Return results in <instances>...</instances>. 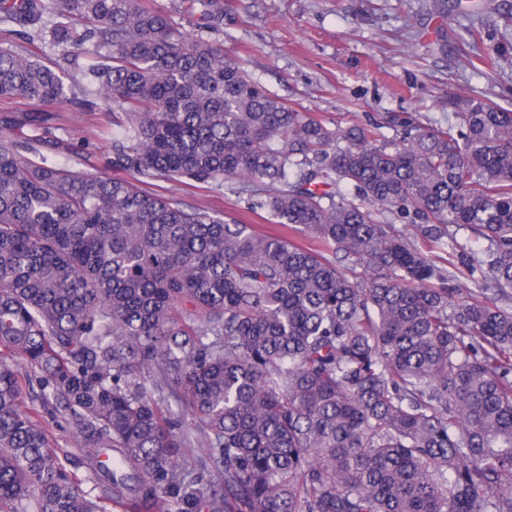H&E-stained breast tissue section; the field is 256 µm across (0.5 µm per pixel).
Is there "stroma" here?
Here are the masks:
<instances>
[{
    "label": "stroma",
    "instance_id": "obj_1",
    "mask_svg": "<svg viewBox=\"0 0 512 512\" xmlns=\"http://www.w3.org/2000/svg\"><path fill=\"white\" fill-rule=\"evenodd\" d=\"M440 0H224L225 52L289 104L327 121L357 124L377 137L394 136L393 119L447 124L451 95L485 96L512 105V0H479L474 16ZM476 27V39L461 40ZM495 59L486 67V59ZM37 114L52 135L65 139L60 163L111 174L108 112L72 105L44 108L22 99L0 101V115ZM150 189L185 205L275 232L266 212L248 210L234 186L151 180Z\"/></svg>",
    "mask_w": 512,
    "mask_h": 512
}]
</instances>
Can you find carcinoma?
Masks as SVG:
<instances>
[{"mask_svg":"<svg viewBox=\"0 0 512 512\" xmlns=\"http://www.w3.org/2000/svg\"><path fill=\"white\" fill-rule=\"evenodd\" d=\"M0 23L64 47L53 68L1 47L0 100L112 113L117 172L0 120V512H512V108L455 97L456 123L377 139L149 0H0ZM146 179L238 181L320 248ZM43 424L48 432L51 443L57 448H64L72 456L75 463H78L79 451L75 445L72 434L61 417L56 419L46 418Z\"/></svg>","mask_w":512,"mask_h":512,"instance_id":"obj_1","label":"carcinoma"}]
</instances>
